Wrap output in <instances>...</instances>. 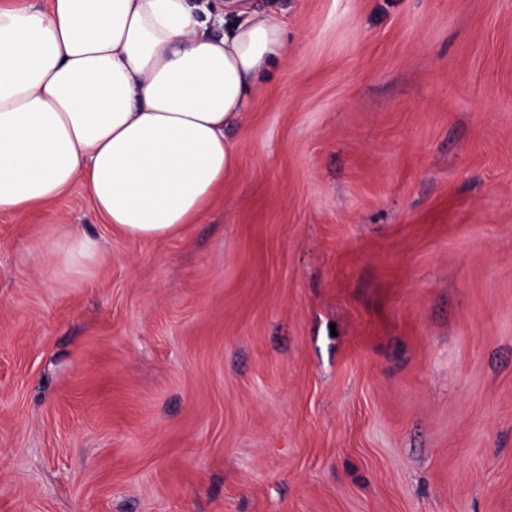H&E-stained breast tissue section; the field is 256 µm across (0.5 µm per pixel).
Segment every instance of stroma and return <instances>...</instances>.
I'll return each instance as SVG.
<instances>
[{
  "label": "stroma",
  "mask_w": 512,
  "mask_h": 512,
  "mask_svg": "<svg viewBox=\"0 0 512 512\" xmlns=\"http://www.w3.org/2000/svg\"><path fill=\"white\" fill-rule=\"evenodd\" d=\"M287 8L199 223L0 216V512H512V0ZM101 252L99 240L70 227L68 234L44 255V260L61 274L81 276L87 273Z\"/></svg>",
  "instance_id": "1"
}]
</instances>
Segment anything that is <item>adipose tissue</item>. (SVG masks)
I'll use <instances>...</instances> for the list:
<instances>
[{"label": "adipose tissue", "instance_id": "1", "mask_svg": "<svg viewBox=\"0 0 512 512\" xmlns=\"http://www.w3.org/2000/svg\"><path fill=\"white\" fill-rule=\"evenodd\" d=\"M285 31L248 0L215 16L190 0L0 5V215L78 184L131 240L197 223L235 165L227 129L284 58ZM101 251L73 227L44 260L81 276Z\"/></svg>", "mask_w": 512, "mask_h": 512}]
</instances>
